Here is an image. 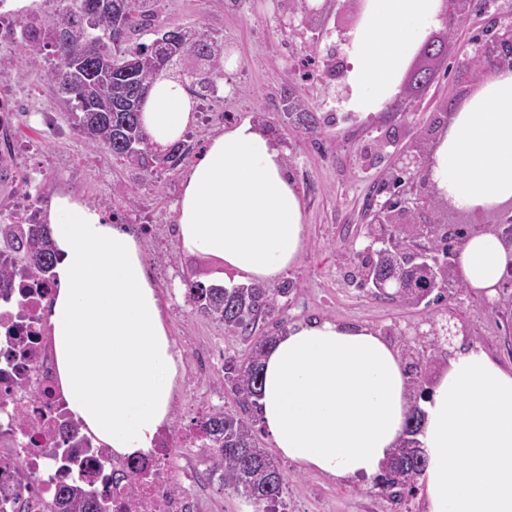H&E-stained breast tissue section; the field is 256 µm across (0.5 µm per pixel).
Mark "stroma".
I'll return each instance as SVG.
<instances>
[{
	"instance_id": "stroma-1",
	"label": "stroma",
	"mask_w": 512,
	"mask_h": 512,
	"mask_svg": "<svg viewBox=\"0 0 512 512\" xmlns=\"http://www.w3.org/2000/svg\"><path fill=\"white\" fill-rule=\"evenodd\" d=\"M321 12L308 23L282 27L280 0H161L156 19L164 28L206 29L224 48L239 55L231 72L214 80L203 98L212 121L190 126L195 149L224 126L264 115V128L280 146L299 192L305 215V247L298 262L280 278L288 287L278 313L264 326L271 334L300 322L336 319L378 329L396 346L413 341L416 329L452 321L465 325L467 342L482 346L504 367L512 368V286L482 297L474 291H448L445 300L429 307H409L376 296L350 280L354 268L342 256L362 250L368 233L394 235L402 224H450L467 232L481 231L496 222V213L474 219L438 201L429 209L405 211L401 224H372L365 203L380 181L394 174L400 148L416 142L434 144L448 123L445 108L459 105L478 78L467 64L473 43L489 36L493 8H480L462 20L433 28L429 36L441 48L433 57H412L411 66L432 71L429 88L412 97L401 112L381 111L360 117L347 110L337 94L346 68L343 46L352 27L345 0H320ZM0 83L14 89L28 108L51 111L55 127L20 116L15 135L39 144L54 161L65 162L73 175L55 193L77 195L96 203L111 192L114 206L136 198L126 209L130 226L149 222L174 224L171 205L178 196L188 162L175 169L159 168L145 175L113 162L107 153L90 147L75 129L73 115L53 85L26 67L14 68ZM323 118L320 127L307 131L289 121L286 90ZM174 263L159 264L154 244L146 246V262L153 282L164 298L169 334L183 360L210 353L212 370L201 380L182 375L180 388L198 386L200 400L189 399L176 407L173 425L194 427L199 410L209 412L232 405L234 396L225 386L224 359L247 358L250 339L227 333L223 324L196 311L188 299L187 280L231 285L235 276L223 261L181 251L176 237L166 241ZM287 477L278 512H424L422 494L401 504L376 495L372 483H337L321 474L280 461ZM200 512H266V505L226 489L219 475L199 488Z\"/></svg>"
}]
</instances>
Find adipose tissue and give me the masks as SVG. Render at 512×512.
Returning <instances> with one entry per match:
<instances>
[{"mask_svg": "<svg viewBox=\"0 0 512 512\" xmlns=\"http://www.w3.org/2000/svg\"><path fill=\"white\" fill-rule=\"evenodd\" d=\"M442 0H365L344 46L347 109L398 98L403 71ZM166 148L194 121L183 82L162 76L141 112ZM440 199L478 218L512 201V71L494 70L452 112L427 162ZM182 251L219 258L244 282L271 284L305 246L304 211L282 150L249 119L211 137L172 204ZM57 252L48 316L70 415L121 456L155 448L169 422L182 360L140 241L69 193L47 213ZM508 255L473 233L456 271L474 291L496 286ZM258 399L279 456L332 479L373 480L400 443L411 391L398 351L377 331L326 319L288 329L266 348ZM427 459L417 481L427 512H512V370L458 346L420 401Z\"/></svg>", "mask_w": 512, "mask_h": 512, "instance_id": "obj_1", "label": "adipose tissue"}]
</instances>
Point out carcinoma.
I'll return each mask as SVG.
<instances>
[{"instance_id":"cac0c4a2","label":"carcinoma","mask_w":512,"mask_h":512,"mask_svg":"<svg viewBox=\"0 0 512 512\" xmlns=\"http://www.w3.org/2000/svg\"><path fill=\"white\" fill-rule=\"evenodd\" d=\"M158 0H112V10L89 17L82 0H70L65 10L44 20L47 34L26 37L16 56L0 59V75L17 65L41 68L45 47H54L52 67L43 70L44 77L66 89L64 96L71 104L75 128L88 144L112 154V159L144 172L159 165L177 166L182 142L169 146L167 152L155 148L145 133L139 115V103L129 83L106 72L91 78L84 67L71 60L93 47L99 67L113 57H128L136 63L137 82L151 85L162 73L176 65L175 53L190 52L207 63L209 73L219 77L223 71V52L204 28L182 30L179 42L156 40L123 49L127 35L151 24ZM431 250L439 254L431 263L411 258L413 245L420 236ZM448 225L409 224L404 233L394 236L385 252L363 255L353 252L349 261L356 271L353 281L364 288L384 280L398 291V300L406 305L430 304L445 290H463L466 285L448 267ZM56 252L47 224H32L26 234L16 235L11 229L0 230V289L11 283L13 276L36 271L45 281L52 280L51 270ZM287 288H269L264 284L205 285L188 282V297L198 309L234 335L251 336L258 323L279 307ZM271 336H261L252 345L249 356L239 361L224 359V381L236 397V405L207 414L200 421L204 441L213 450L214 466L222 471L224 487L251 497L259 503L273 505L282 499L287 478L275 459L260 446L251 410L259 408L257 398L261 385L262 357ZM439 351L437 338H426L414 345L406 344L411 392H416L419 379L427 371L429 357ZM422 427V412L413 405L406 421L403 439L382 473L375 479L374 489L393 502H400L404 485L413 482L426 466L415 436ZM45 512H100L97 499L78 486L60 490Z\"/></svg>"}]
</instances>
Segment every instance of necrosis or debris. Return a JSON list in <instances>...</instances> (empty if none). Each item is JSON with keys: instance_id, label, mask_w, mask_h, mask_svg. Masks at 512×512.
<instances>
[{"instance_id": "obj_1", "label": "necrosis or debris", "mask_w": 512, "mask_h": 512, "mask_svg": "<svg viewBox=\"0 0 512 512\" xmlns=\"http://www.w3.org/2000/svg\"><path fill=\"white\" fill-rule=\"evenodd\" d=\"M18 99L0 89V214L11 224H38L55 184L32 193L23 183L34 143L11 138ZM53 286H11L0 295V512H16L19 500L55 497L79 484L102 498L106 512H197L191 487L172 488L170 464L178 449L198 442L199 430L166 429L139 462L112 453L74 430L59 390L46 314Z\"/></svg>"}]
</instances>
